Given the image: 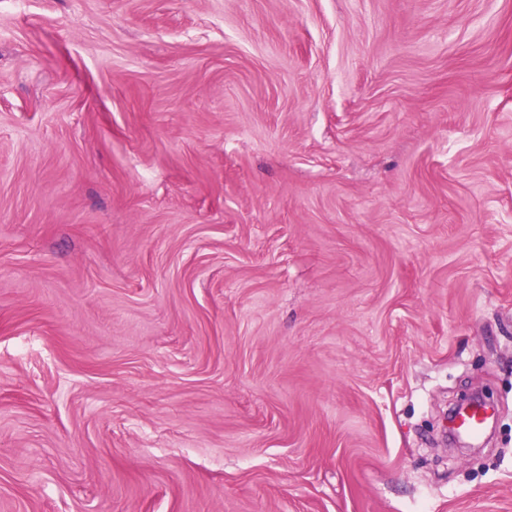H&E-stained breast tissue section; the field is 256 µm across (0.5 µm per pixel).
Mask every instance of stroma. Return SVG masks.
Segmentation results:
<instances>
[{"instance_id": "obj_1", "label": "stroma", "mask_w": 512, "mask_h": 512, "mask_svg": "<svg viewBox=\"0 0 512 512\" xmlns=\"http://www.w3.org/2000/svg\"><path fill=\"white\" fill-rule=\"evenodd\" d=\"M0 512H512V0H0Z\"/></svg>"}]
</instances>
